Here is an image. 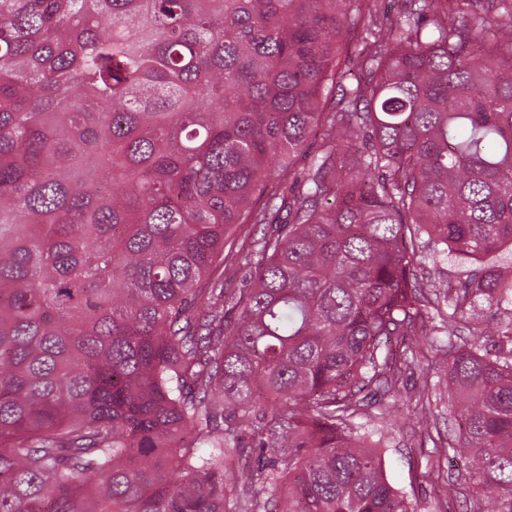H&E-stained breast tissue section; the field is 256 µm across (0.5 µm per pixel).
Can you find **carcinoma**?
Segmentation results:
<instances>
[{
  "instance_id": "cac0c4a2",
  "label": "carcinoma",
  "mask_w": 512,
  "mask_h": 512,
  "mask_svg": "<svg viewBox=\"0 0 512 512\" xmlns=\"http://www.w3.org/2000/svg\"><path fill=\"white\" fill-rule=\"evenodd\" d=\"M373 2L0 0V512H412L353 418L425 317L512 512V5ZM422 268L423 267L417 268V274L419 280L424 283L433 280L434 277H439V275H441L443 279L456 280L463 275V272L467 270V267L459 264L453 257H449L448 261L443 262L437 270L436 274L435 271L429 267L425 268L424 270H422Z\"/></svg>"
}]
</instances>
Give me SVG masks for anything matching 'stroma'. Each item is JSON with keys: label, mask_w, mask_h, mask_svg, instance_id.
Instances as JSON below:
<instances>
[{"label": "stroma", "mask_w": 512, "mask_h": 512, "mask_svg": "<svg viewBox=\"0 0 512 512\" xmlns=\"http://www.w3.org/2000/svg\"><path fill=\"white\" fill-rule=\"evenodd\" d=\"M437 357L427 337H420L417 359L403 371L397 392L362 411L355 423L372 430L382 421L390 422L382 452L385 473L389 482L406 495L414 512H464V499L472 494L473 487L460 483L466 463L455 457L446 443L448 390L438 381ZM426 400L431 403L436 422L427 432L417 423Z\"/></svg>", "instance_id": "1"}]
</instances>
